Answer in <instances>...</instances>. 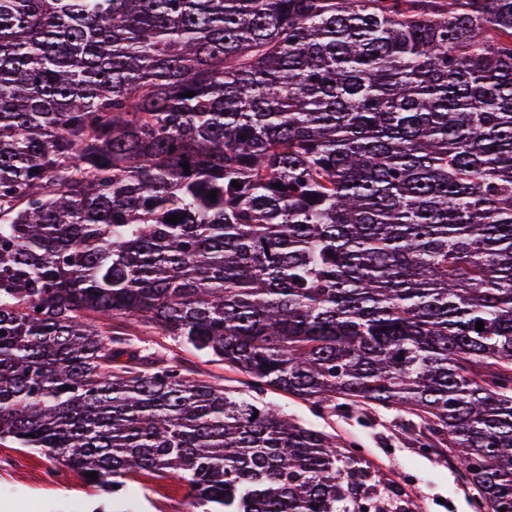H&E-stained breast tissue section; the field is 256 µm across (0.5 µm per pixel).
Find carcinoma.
I'll return each instance as SVG.
<instances>
[{
	"instance_id": "carcinoma-1",
	"label": "carcinoma",
	"mask_w": 512,
	"mask_h": 512,
	"mask_svg": "<svg viewBox=\"0 0 512 512\" xmlns=\"http://www.w3.org/2000/svg\"><path fill=\"white\" fill-rule=\"evenodd\" d=\"M94 314L405 408L512 512V0H0V439L97 473L93 512L139 471L188 512H398Z\"/></svg>"
}]
</instances>
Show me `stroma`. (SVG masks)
<instances>
[{
    "label": "stroma",
    "instance_id": "1",
    "mask_svg": "<svg viewBox=\"0 0 512 512\" xmlns=\"http://www.w3.org/2000/svg\"><path fill=\"white\" fill-rule=\"evenodd\" d=\"M112 329L189 377L268 403L332 437L366 462L373 475L400 489L404 512H485L476 492L461 481L458 462L425 446L419 420L411 414L374 405L328 409L282 391H260L248 375L156 327L116 316ZM51 466L43 453L0 440V512H90L98 488L70 472L45 482L43 473ZM125 482L136 512H185L188 488L176 475L143 471Z\"/></svg>",
    "mask_w": 512,
    "mask_h": 512
}]
</instances>
